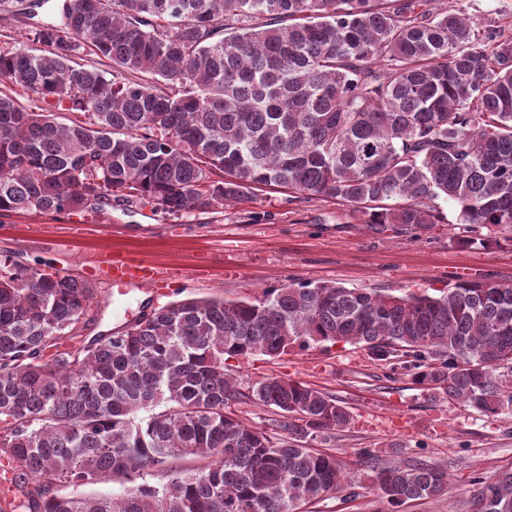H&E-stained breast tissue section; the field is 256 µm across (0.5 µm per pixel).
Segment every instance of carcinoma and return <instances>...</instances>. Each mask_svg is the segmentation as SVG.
<instances>
[{
  "instance_id": "1",
  "label": "carcinoma",
  "mask_w": 512,
  "mask_h": 512,
  "mask_svg": "<svg viewBox=\"0 0 512 512\" xmlns=\"http://www.w3.org/2000/svg\"><path fill=\"white\" fill-rule=\"evenodd\" d=\"M0 0L28 49L0 50V216L96 210L118 195L169 214L263 188L332 199L396 233L444 223L464 247L512 230V36L469 0ZM109 61L112 77L78 62ZM83 115L68 123L56 111ZM84 279L0 258V459L20 512H301L340 490L305 438L347 425L333 395L276 375L249 392L230 358L357 344L478 413L512 406V286L462 278L438 295L291 283L255 300L190 298L126 330L78 334ZM274 411L271 428L232 407ZM194 465L184 466L182 460ZM153 470L167 482H145ZM401 506L448 493L423 465L372 466ZM119 497L81 493L111 478ZM474 512H512V471Z\"/></svg>"
}]
</instances>
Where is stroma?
<instances>
[{"label": "stroma", "instance_id": "1", "mask_svg": "<svg viewBox=\"0 0 512 512\" xmlns=\"http://www.w3.org/2000/svg\"><path fill=\"white\" fill-rule=\"evenodd\" d=\"M442 211L445 223L396 234L358 223L335 201L294 199L284 189L181 215L116 196L82 214L0 218V257L81 279L91 278L95 262L113 252L184 270V278L160 290L98 282V304L83 330L88 337L124 330L176 300L255 299L291 281L396 295L431 294L462 276L512 284V233L497 231V246L464 249L456 243L462 230L454 206L443 204ZM228 365L241 389L279 375L322 389L350 410L347 427L308 441L336 455L347 482L340 493L306 504L304 512H394L373 486L374 464L431 465L448 474L447 495L395 512H473L481 482L512 471V409L483 415L433 397L410 379L387 381L386 366L359 346L314 345L276 359L234 358ZM367 448L374 464L364 460Z\"/></svg>", "mask_w": 512, "mask_h": 512}]
</instances>
